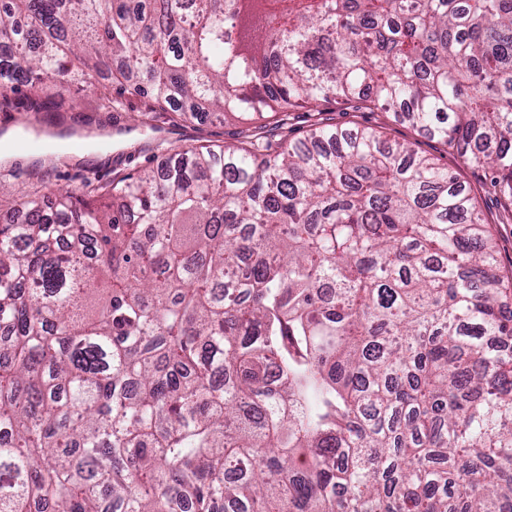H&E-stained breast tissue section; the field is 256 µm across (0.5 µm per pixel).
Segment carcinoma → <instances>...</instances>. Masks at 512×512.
<instances>
[{
    "instance_id": "1",
    "label": "carcinoma",
    "mask_w": 512,
    "mask_h": 512,
    "mask_svg": "<svg viewBox=\"0 0 512 512\" xmlns=\"http://www.w3.org/2000/svg\"><path fill=\"white\" fill-rule=\"evenodd\" d=\"M0 105L236 141L0 212V512H512V0H0ZM53 83L43 96L38 85ZM285 130L264 135V114ZM319 109L326 112H331V115L336 118V122L350 127L359 123L365 126H383L386 135L391 140H416L418 143L419 151L426 154L433 155L441 158L443 164H448V168L458 172L459 178L462 182L474 188L479 194V202L484 212L492 214L493 217L501 212L499 199L495 194L488 190L485 185V177L481 172L472 170L470 168L462 167L450 149L444 144L430 139L424 135H420L408 123L395 121L393 114L381 112H349L343 107L332 104H320ZM493 231L499 239V259L505 270L512 269V223L492 224Z\"/></svg>"
}]
</instances>
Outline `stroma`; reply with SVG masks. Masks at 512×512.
<instances>
[{
	"instance_id": "35a3bbf8",
	"label": "stroma",
	"mask_w": 512,
	"mask_h": 512,
	"mask_svg": "<svg viewBox=\"0 0 512 512\" xmlns=\"http://www.w3.org/2000/svg\"><path fill=\"white\" fill-rule=\"evenodd\" d=\"M145 109L144 97L126 92L125 107L118 112H103L99 123L84 141L82 150L50 142L35 155L40 164L37 176H30L33 155L26 151H13L9 160L0 162V171H6L7 193L0 196V208L9 209L39 193L44 199H53L55 193L79 187L84 177L96 173L100 181H108L115 173L133 174L146 167H157L165 162L167 150H185L208 140L221 145L237 137L239 126L234 122L191 121L172 125L166 114H157L152 128L139 126ZM328 112L337 123L350 127L355 124L384 127L386 135L395 140H414L419 151L439 157L449 169L457 171L462 182L474 188L485 212L496 215L500 202L485 185L481 172L460 166L458 158L447 146L420 135L408 123L397 121L392 114L381 112H350L336 104H329Z\"/></svg>"
}]
</instances>
